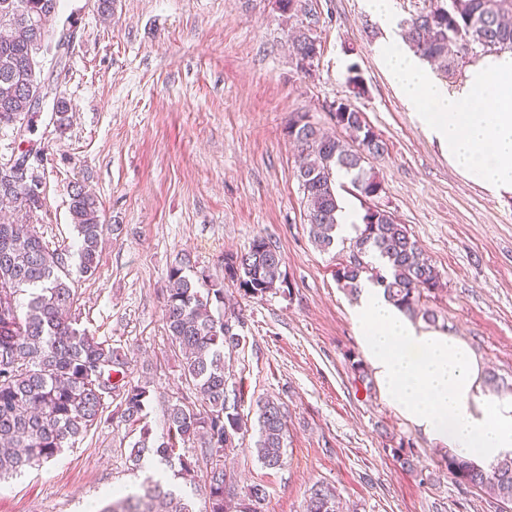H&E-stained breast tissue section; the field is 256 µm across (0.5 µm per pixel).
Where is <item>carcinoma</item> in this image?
I'll return each mask as SVG.
<instances>
[{
    "label": "carcinoma",
    "mask_w": 512,
    "mask_h": 512,
    "mask_svg": "<svg viewBox=\"0 0 512 512\" xmlns=\"http://www.w3.org/2000/svg\"><path fill=\"white\" fill-rule=\"evenodd\" d=\"M424 2L401 23L405 41L443 73L454 70L469 54L512 50V0ZM58 6L59 0H0V128L30 120L37 94L45 87L39 58L61 48V41L45 24ZM290 48L304 70L317 57V38L302 25L293 32ZM53 112L57 129H65L70 118L62 97L54 98ZM331 120L348 133L349 140L324 132L303 115L288 126L299 153L296 178L306 198L309 234L322 250L336 242L341 211L337 184L342 175L350 177L356 196L365 200L380 196L384 184L371 161L387 152L364 113L349 101L336 102ZM69 196L79 236L74 254L52 247L25 221L0 223V479L56 457L65 445L99 424L114 402L121 421L138 431L128 455L134 467L141 468L146 457L156 456L160 463L176 466L180 474L194 479L203 458L205 512H263L265 486L254 483L239 494L233 471L213 460L219 448L226 458L236 454L238 436L248 423L241 413L239 391L229 388V361L240 338L224 319V299L227 285L249 298L277 293L286 283L282 254L258 236L246 251L224 255L220 278L193 270L188 260L169 269L164 321L196 400L171 405L166 433L156 437L147 422L148 385L131 381L127 357L78 328L79 318L71 313L75 292L69 260L78 257L79 274L95 273L103 223L97 199L80 184L71 185ZM43 206L41 191L0 168V208L27 218ZM362 221L364 229L337 268L336 281L356 290L366 277L409 315L435 320L434 313L419 303L425 293L439 287L441 274L407 227L390 212L370 206ZM372 251L386 261L387 270L366 260ZM24 293L28 299L22 303ZM286 422L283 403L270 398L257 402L254 451L268 469L283 464ZM189 443L202 449L201 456L186 448ZM445 466L458 484L488 493L501 503L500 512H512V457L489 471L452 455L445 458ZM160 500L165 501L166 512H195L191 501L164 489L162 480L153 477L139 492H112V502L100 512H155ZM306 512H338L335 491L325 485L312 488Z\"/></svg>",
    "instance_id": "1"
}]
</instances>
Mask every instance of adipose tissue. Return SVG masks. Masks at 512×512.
I'll use <instances>...</instances> for the list:
<instances>
[{"mask_svg":"<svg viewBox=\"0 0 512 512\" xmlns=\"http://www.w3.org/2000/svg\"><path fill=\"white\" fill-rule=\"evenodd\" d=\"M366 5L390 33L380 48L387 73L449 163L493 193L512 194V52L485 55L451 89L393 35L391 0ZM352 321L379 392L397 414L449 454L478 465L512 453V394L488 391L467 342L416 324L366 279Z\"/></svg>","mask_w":512,"mask_h":512,"instance_id":"1","label":"adipose tissue"}]
</instances>
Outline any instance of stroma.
Instances as JSON below:
<instances>
[{
  "instance_id": "35a3bbf8",
  "label": "stroma",
  "mask_w": 512,
  "mask_h": 512,
  "mask_svg": "<svg viewBox=\"0 0 512 512\" xmlns=\"http://www.w3.org/2000/svg\"><path fill=\"white\" fill-rule=\"evenodd\" d=\"M309 6L299 19L276 0H115L106 20L96 0H60L54 26L75 38L64 61L43 57L41 76L64 97L71 124L56 129L43 106L34 132L0 130V160L23 141L41 152L34 173L45 205L31 222L52 244L78 246L72 184L100 201L98 268L75 279L80 325L126 354L133 381L148 383L158 435L168 407L189 394L163 322L170 267L187 257L218 274L225 253L246 251L258 235L281 252L286 288L254 298L231 288L226 306L240 320L230 372L249 416L227 465L239 487L265 485L264 512H305L317 483L335 489L344 512H499L488 495L461 489L444 449L353 370L363 358L351 318L358 296L335 277L349 247L322 251L309 237L288 122L303 113L334 131L330 107L342 99L364 112L388 147L373 162L385 186L373 204L405 224L439 270L425 305L437 329L472 347L496 394L512 393V196L456 171L403 104L365 0ZM302 24L320 48L305 72L287 44ZM353 63L361 97L347 83ZM265 398L288 412L276 469L254 451ZM134 438L117 420L94 426L42 467L0 482V512H85L106 505L109 490L137 491L146 474L128 460ZM403 440L413 445L407 466L393 455Z\"/></svg>"
}]
</instances>
